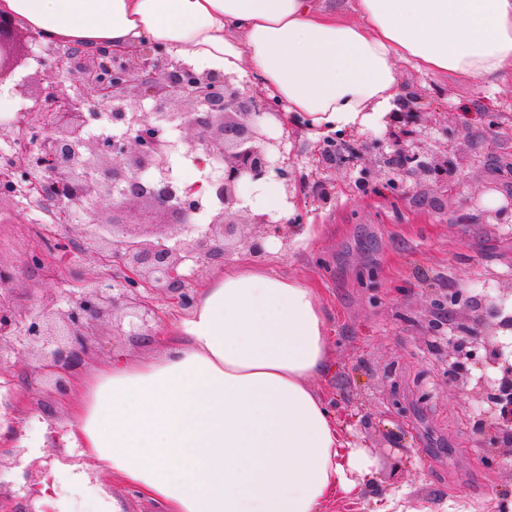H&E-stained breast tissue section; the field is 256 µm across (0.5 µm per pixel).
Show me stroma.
Listing matches in <instances>:
<instances>
[{"label": "stroma", "mask_w": 512, "mask_h": 512, "mask_svg": "<svg viewBox=\"0 0 512 512\" xmlns=\"http://www.w3.org/2000/svg\"><path fill=\"white\" fill-rule=\"evenodd\" d=\"M16 87L0 88V123L35 101L70 88L64 76L47 75L38 58L16 76ZM403 101L416 102L425 133L455 146L452 160L464 181L461 195L432 202L436 190L425 180L408 179L386 201L363 196L361 170L319 165L318 140L307 129L289 128L287 151L293 188L302 200L301 225L260 262L279 276H297L320 294L327 316L331 367L313 385L334 407L345 437L369 447L373 477L356 499L326 502L321 512H374L375 497L407 492L438 512L444 500L464 499L474 512H512V465L490 463L474 427L490 423L489 411L475 412L470 395L460 393L440 364L445 339L467 322L468 310L435 314L432 296L455 290L498 291L512 287V223L481 224L472 218L468 196L492 177L482 156L512 155V76L497 87H481L455 73L400 71ZM314 238H302L304 228ZM47 240L39 213L26 202L0 205V259L22 262ZM98 271L76 254L59 271H34L23 279L31 294L16 300L19 313L43 297L65 303L71 292ZM72 379L86 377L113 357L154 355L153 341L103 331ZM39 354L14 360L12 385L0 391V406L17 421L15 432L0 435V506L24 512L20 490L39 480L43 457L15 462V447L34 446L42 433L43 406L63 429L70 395L36 372Z\"/></svg>", "instance_id": "35a3bbf8"}]
</instances>
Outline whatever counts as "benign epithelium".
<instances>
[{
  "label": "benign epithelium",
  "mask_w": 512,
  "mask_h": 512,
  "mask_svg": "<svg viewBox=\"0 0 512 512\" xmlns=\"http://www.w3.org/2000/svg\"><path fill=\"white\" fill-rule=\"evenodd\" d=\"M30 41L42 46L50 70L72 77L78 90L72 96H53L47 106L36 103L0 124V137L14 140L24 127L44 129L23 159L24 170L32 167L41 178L30 184L26 174L19 182H9L10 191L0 196V204L37 193L80 207L84 223L67 226L66 242L83 249L86 259L112 267V274L91 279L70 296L67 309L43 302L37 316L28 319L9 301L22 275L53 261L55 251L32 253L22 269L0 263V376L12 368L4 348L19 355L36 347L39 372L55 378L57 389L64 392L88 339L115 313L120 317L112 328L146 340L155 334L157 300L188 308L200 271L225 263L235 253L261 256L267 237H284L286 225L239 207L238 189L245 178L257 181L273 173L289 192L292 172L286 136H271L266 125L268 118L281 121L283 113L264 93L247 85L239 88L225 75L200 71L147 44L132 52L70 46L63 53L57 43L43 40L4 13L0 87L14 82L28 64ZM110 59L118 67L107 81L101 69ZM84 101L108 112L118 133L109 139L93 135L95 113L81 111ZM401 119L406 136L390 131L375 140L393 149L385 163V185L398 189L410 177H427L441 195L435 200L440 206L441 199L460 192V183L448 177V159L420 161L432 153L419 131L422 113L407 110ZM182 146L184 156L202 171L193 184L171 175V158ZM368 149L367 141L351 134L319 143L322 160L347 170L365 164ZM492 170L496 178L471 198L480 223L512 216V191L496 208L482 200L512 180V156L495 157ZM511 294L512 289L496 296L466 290L432 302L437 310L450 304L484 310L474 318L469 337L450 338L449 358L459 368L455 382L461 390H471L478 405L498 414L497 424L476 428L498 462L512 459V342L500 339L512 329V311L506 308ZM473 362L480 364L478 376L462 370Z\"/></svg>",
  "instance_id": "benign-epithelium-1"
}]
</instances>
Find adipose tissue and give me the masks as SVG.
<instances>
[{"mask_svg":"<svg viewBox=\"0 0 512 512\" xmlns=\"http://www.w3.org/2000/svg\"><path fill=\"white\" fill-rule=\"evenodd\" d=\"M357 21L314 0H0L49 40L87 48L161 43L175 56L250 76L323 133L384 128L399 63L492 85L512 72V0H354ZM244 207L288 221L272 177ZM159 355L95 371L69 409L53 461L92 512H120L91 475L118 480L164 512H319L358 496L372 473L311 386L330 366L319 296L297 277L236 264L201 291Z\"/></svg>","mask_w":512,"mask_h":512,"instance_id":"1","label":"adipose tissue"}]
</instances>
